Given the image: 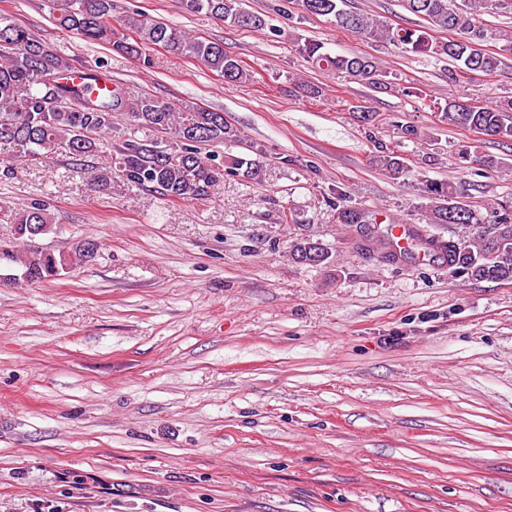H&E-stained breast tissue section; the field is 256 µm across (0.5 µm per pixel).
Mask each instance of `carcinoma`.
Masks as SVG:
<instances>
[{
    "mask_svg": "<svg viewBox=\"0 0 512 512\" xmlns=\"http://www.w3.org/2000/svg\"><path fill=\"white\" fill-rule=\"evenodd\" d=\"M347 0H294L293 5L308 15L331 16L336 26L369 40H379L403 53L446 59L453 64L449 79L459 83L471 72L492 75L512 55V29L482 23L481 16L502 10L512 12V0H401L410 13L426 25L407 28L393 25L373 15L348 10ZM185 11H205L232 25L251 31L268 27L266 15L247 11L241 0H182ZM114 0H65L53 16L62 30L89 43H104L119 54L150 64V51L159 46L194 59L224 77L226 83L251 81L242 61L224 50V44L192 36L186 31L133 10L121 17L113 15ZM435 31L450 34L437 38ZM504 42L499 51L486 45ZM296 53L320 69L350 79L383 84L382 62L370 55H331L324 46L295 34ZM105 74L100 69L82 70L42 43L28 28L0 17V180L13 175L9 152L20 146L24 156L44 163L60 148L80 159L97 157L91 166V186L100 192L146 190L169 200L193 201L209 194L224 176L257 180L260 162L234 157L222 162L204 151L210 145L236 142L240 131L224 113L200 107L175 109L153 95L135 101L126 99L118 87L100 88ZM127 115L126 128L118 133L121 142L112 145L116 131L114 113ZM438 121L462 127L485 136V140L512 139V101L495 106L450 101L438 113ZM165 132L163 140L155 133ZM372 163L391 178L406 169L404 160L383 144ZM428 200L426 212L431 224H450L458 229L457 238H433L425 247L428 256H438L448 269L475 280H512V210L502 206L490 227L473 207L461 200L451 182H426L422 188ZM342 224H368L365 212L344 206L338 211ZM51 206L33 200L16 214H4L11 237L0 249V262L23 268L29 281L55 279L70 269L71 256L65 253L13 250V242L45 234L51 229ZM320 253L317 265H324L329 254L323 245L302 239L291 247L295 262Z\"/></svg>",
    "mask_w": 512,
    "mask_h": 512,
    "instance_id": "carcinoma-1",
    "label": "carcinoma"
}]
</instances>
